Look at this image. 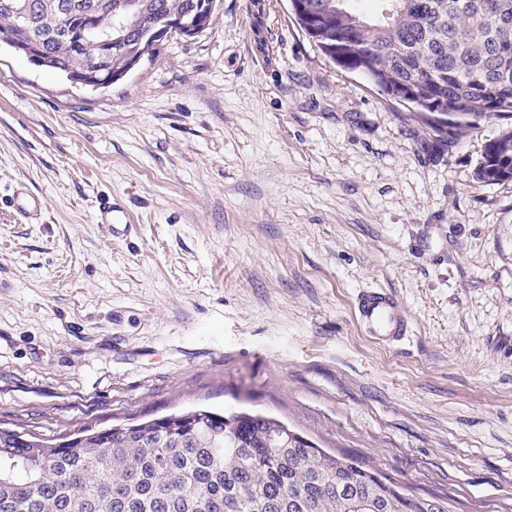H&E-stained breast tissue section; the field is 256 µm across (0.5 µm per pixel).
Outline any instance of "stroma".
<instances>
[{
  "instance_id": "1",
  "label": "stroma",
  "mask_w": 512,
  "mask_h": 512,
  "mask_svg": "<svg viewBox=\"0 0 512 512\" xmlns=\"http://www.w3.org/2000/svg\"><path fill=\"white\" fill-rule=\"evenodd\" d=\"M216 4L101 89L0 46V424L257 411L450 512H512V182L475 178L504 122L438 141L289 0ZM106 195L128 234L95 222ZM364 288L403 302L398 346L360 331Z\"/></svg>"
}]
</instances>
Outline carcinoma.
<instances>
[{
	"label": "carcinoma",
	"mask_w": 512,
	"mask_h": 512,
	"mask_svg": "<svg viewBox=\"0 0 512 512\" xmlns=\"http://www.w3.org/2000/svg\"><path fill=\"white\" fill-rule=\"evenodd\" d=\"M73 0H0V35L11 33L63 74L91 68L99 50L72 45L84 18ZM149 21L208 19L215 0H134ZM322 7L321 42H344L336 65L368 73L383 91L448 108L455 139L481 120H512V0H309ZM155 44L138 35L101 68H126ZM484 184L512 181V128L485 145ZM69 442L0 427V512H448L446 502L401 493L352 457L338 458L280 421L249 411L171 413L139 424L78 430ZM274 501L277 508L267 509Z\"/></svg>",
	"instance_id": "cac0c4a2"
}]
</instances>
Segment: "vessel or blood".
I'll return each instance as SVG.
<instances>
[{"instance_id": "vessel-or-blood-1", "label": "vessel or blood", "mask_w": 512, "mask_h": 512, "mask_svg": "<svg viewBox=\"0 0 512 512\" xmlns=\"http://www.w3.org/2000/svg\"><path fill=\"white\" fill-rule=\"evenodd\" d=\"M98 223L109 225L112 231L127 227L128 217L113 206L110 199H102L96 216ZM357 322L365 333L378 344L390 346L402 341L411 330L409 315L398 296L383 288L361 290L355 299Z\"/></svg>"}]
</instances>
